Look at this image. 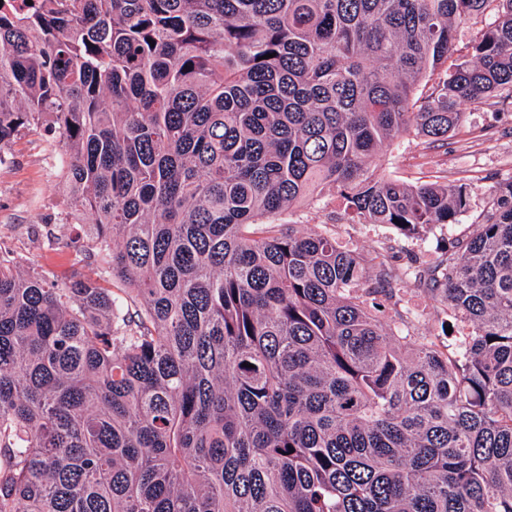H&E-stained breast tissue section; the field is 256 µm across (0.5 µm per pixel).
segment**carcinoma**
<instances>
[{"label":"carcinoma","instance_id":"carcinoma-1","mask_svg":"<svg viewBox=\"0 0 512 512\" xmlns=\"http://www.w3.org/2000/svg\"><path fill=\"white\" fill-rule=\"evenodd\" d=\"M493 2L0 0V165L58 136L98 268L0 255V512H512V181L427 263L276 223L326 188L456 223L467 186L373 166L512 91V0L445 67ZM409 286L462 350L414 335ZM493 19L494 16H487L482 22L480 20L477 23L468 21L458 28L456 39L448 54V67L469 57L473 41L480 35L486 24L493 21Z\"/></svg>","mask_w":512,"mask_h":512}]
</instances>
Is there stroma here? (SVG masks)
Segmentation results:
<instances>
[{"mask_svg": "<svg viewBox=\"0 0 512 512\" xmlns=\"http://www.w3.org/2000/svg\"><path fill=\"white\" fill-rule=\"evenodd\" d=\"M462 110V121L447 145L426 152L419 140L405 136L384 148L377 167L379 176L409 184L466 185L470 207L458 223L435 224L420 236L407 237L387 224L352 223L329 191L284 212L279 223L296 225L301 231H327L346 247L370 255L381 250L400 263L411 255L429 261L454 251L482 223L490 194L512 180V111L480 103L465 104ZM61 153L59 143L42 129H25L14 139L7 163L0 166V253L20 258L25 266L60 280L76 271L88 276L95 273L94 266L75 261L85 224L59 221L67 208L60 184ZM402 304L416 314L415 335H440L443 315L434 298L406 293Z\"/></svg>", "mask_w": 512, "mask_h": 512, "instance_id": "obj_1", "label": "stroma"}]
</instances>
